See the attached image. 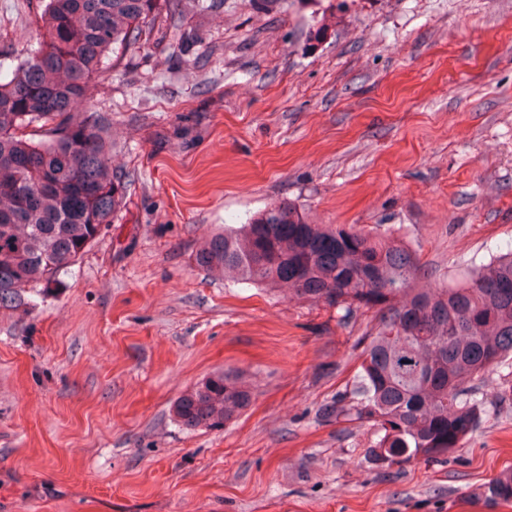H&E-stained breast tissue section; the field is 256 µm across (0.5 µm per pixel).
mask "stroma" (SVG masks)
<instances>
[{
    "label": "stroma",
    "instance_id": "stroma-1",
    "mask_svg": "<svg viewBox=\"0 0 512 512\" xmlns=\"http://www.w3.org/2000/svg\"><path fill=\"white\" fill-rule=\"evenodd\" d=\"M41 0H0V75ZM127 205L19 315L0 310V512H512L503 371L445 460L387 465L374 429L319 415L352 376L359 315L198 268L211 233L288 201L416 251L452 286L512 249V0H172L87 91ZM244 414L188 430L212 374ZM252 391L218 373L185 391L173 404V415L186 429H219L237 419L251 404ZM484 497L488 504L512 502V470L490 481L485 487Z\"/></svg>",
    "mask_w": 512,
    "mask_h": 512
}]
</instances>
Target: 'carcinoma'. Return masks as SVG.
<instances>
[{
  "label": "carcinoma",
  "mask_w": 512,
  "mask_h": 512,
  "mask_svg": "<svg viewBox=\"0 0 512 512\" xmlns=\"http://www.w3.org/2000/svg\"><path fill=\"white\" fill-rule=\"evenodd\" d=\"M39 48L0 78V309L25 313L97 242L126 204L112 171L107 129L75 115L111 50L150 41L170 0H43ZM226 279L358 313L374 324L358 338L359 364L327 421L373 428L376 460L389 465L448 456L478 427L473 382L512 369V252L450 287L423 284L401 240L353 224H309L281 202L248 224H227L193 254ZM252 391L222 373L185 391L173 415L186 429H219ZM489 504L512 502V471L485 486Z\"/></svg>",
  "instance_id": "1"
}]
</instances>
